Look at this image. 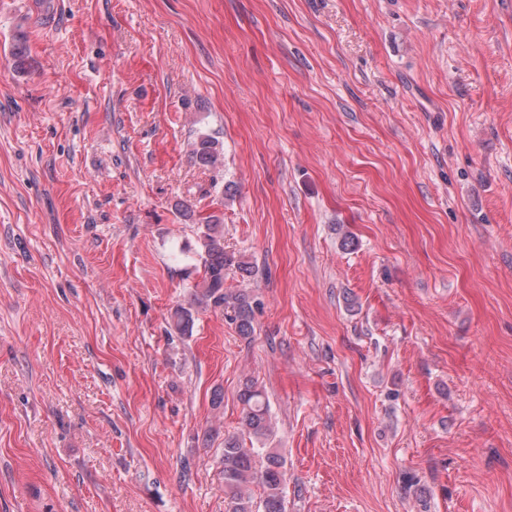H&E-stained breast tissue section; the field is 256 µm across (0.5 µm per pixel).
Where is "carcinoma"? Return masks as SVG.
<instances>
[{
    "label": "carcinoma",
    "instance_id": "obj_1",
    "mask_svg": "<svg viewBox=\"0 0 512 512\" xmlns=\"http://www.w3.org/2000/svg\"><path fill=\"white\" fill-rule=\"evenodd\" d=\"M191 154L199 167L215 169L222 163L224 146L216 137L201 133L192 143ZM221 227V218L217 215L201 221L196 250L200 279L191 285L188 306L174 309L172 327L186 335L192 329L194 309L222 308L238 336L250 342L255 333L250 297L243 290L233 292L225 288L224 283L230 274L242 280L251 278L254 266L243 256L226 249ZM239 401L244 411V433L224 439L220 458L225 512H286L288 471L282 456L267 447L272 434L267 396L247 381L239 391ZM254 483L262 488L258 500L250 489Z\"/></svg>",
    "mask_w": 512,
    "mask_h": 512
}]
</instances>
